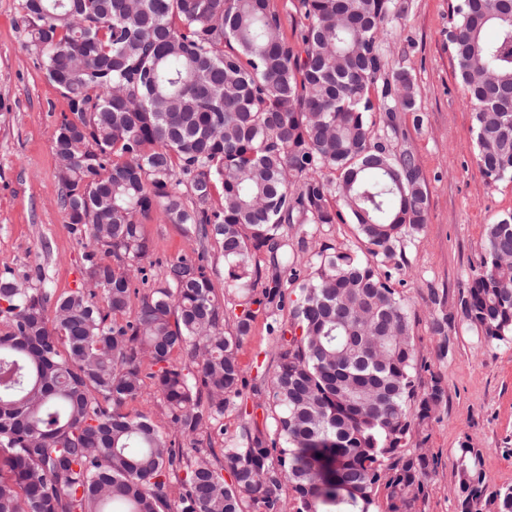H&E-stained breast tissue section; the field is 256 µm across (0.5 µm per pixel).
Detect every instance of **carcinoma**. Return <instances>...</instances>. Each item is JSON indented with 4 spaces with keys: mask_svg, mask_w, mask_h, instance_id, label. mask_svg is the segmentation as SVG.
Returning <instances> with one entry per match:
<instances>
[{
    "mask_svg": "<svg viewBox=\"0 0 512 512\" xmlns=\"http://www.w3.org/2000/svg\"><path fill=\"white\" fill-rule=\"evenodd\" d=\"M20 7L74 115L54 149L62 207L90 251L66 295L0 278V512H416L436 468L411 438L444 390L420 389L392 278L430 198L414 154L368 120L383 111L394 132L415 105L409 71L385 69L398 0ZM448 48L480 171L512 180V0H450ZM158 211L221 243L238 301L216 293L203 255H181L130 309ZM339 221L366 257L310 251L305 226ZM253 304L277 341L273 435L246 422L217 451ZM461 310L487 342L512 341V214L487 226ZM156 396L169 434L128 409ZM455 468L458 512H512V486L487 492L481 449L462 442Z\"/></svg>",
    "mask_w": 512,
    "mask_h": 512,
    "instance_id": "cac0c4a2",
    "label": "carcinoma"
}]
</instances>
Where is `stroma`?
<instances>
[{
    "mask_svg": "<svg viewBox=\"0 0 512 512\" xmlns=\"http://www.w3.org/2000/svg\"><path fill=\"white\" fill-rule=\"evenodd\" d=\"M405 17L383 44L388 68L410 71L414 111L397 114L395 151L414 153L430 197L427 224L405 247L398 291L411 319L422 386L439 378L445 396L423 435L437 456L422 512H456L455 456L462 442L483 451L489 490L512 486V343H488L467 322L460 302L479 269L488 224L512 213V181L486 179L477 163L472 109L448 50V0H402ZM20 0H0V276L42 274L43 287L63 295L83 279L85 249L60 204L54 135L71 118L69 101L50 82L17 26ZM422 124H415V116ZM150 245L147 273L162 279L167 260L204 252L217 293H224V255L181 225L155 217L143 226ZM451 314L447 335L433 333L438 312ZM243 398L256 400L255 369L277 364L276 338L257 314L239 349Z\"/></svg>",
    "mask_w": 512,
    "mask_h": 512,
    "instance_id": "obj_1",
    "label": "stroma"
}]
</instances>
